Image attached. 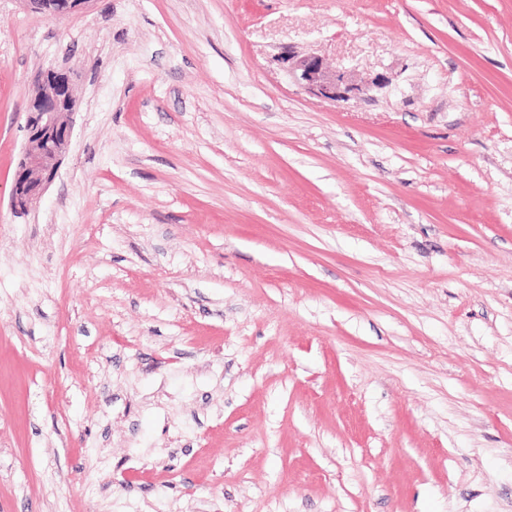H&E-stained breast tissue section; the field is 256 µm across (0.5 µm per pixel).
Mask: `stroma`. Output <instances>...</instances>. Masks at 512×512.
Masks as SVG:
<instances>
[{"label":"stroma","instance_id":"1","mask_svg":"<svg viewBox=\"0 0 512 512\" xmlns=\"http://www.w3.org/2000/svg\"><path fill=\"white\" fill-rule=\"evenodd\" d=\"M0 512H512V0H0ZM26 8L47 18L74 13L90 0H22ZM288 64V75L305 92L334 103H347L363 92L362 86L355 83L344 67L328 70L322 59L315 55L288 54L284 58ZM74 71L50 69L37 78L26 112V146L17 163L10 207L25 214L42 198L68 153L76 95Z\"/></svg>","mask_w":512,"mask_h":512}]
</instances>
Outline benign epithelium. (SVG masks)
Returning a JSON list of instances; mask_svg holds the SVG:
<instances>
[{"label":"benign epithelium","instance_id":"1","mask_svg":"<svg viewBox=\"0 0 512 512\" xmlns=\"http://www.w3.org/2000/svg\"><path fill=\"white\" fill-rule=\"evenodd\" d=\"M30 11L47 18L74 13L91 0H21ZM288 75L305 92L334 103H346L363 92L344 67L328 70L315 55L285 57ZM76 95L74 71L50 69L34 85L26 112V146L17 163L10 207L24 214L37 204L56 178L73 133Z\"/></svg>","mask_w":512,"mask_h":512}]
</instances>
